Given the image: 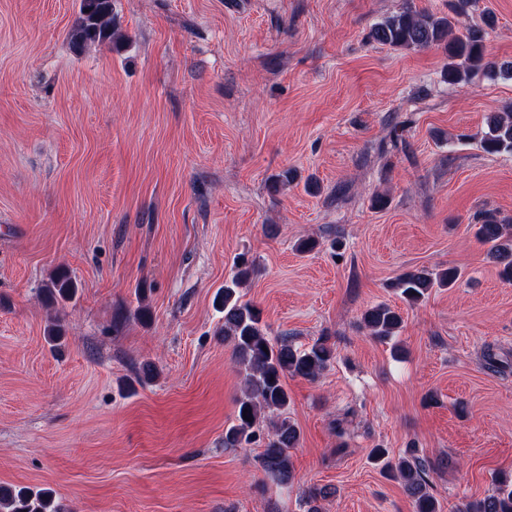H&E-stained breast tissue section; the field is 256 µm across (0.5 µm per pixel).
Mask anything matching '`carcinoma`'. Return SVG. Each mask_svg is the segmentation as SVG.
Returning a JSON list of instances; mask_svg holds the SVG:
<instances>
[{"instance_id": "carcinoma-1", "label": "carcinoma", "mask_w": 512, "mask_h": 512, "mask_svg": "<svg viewBox=\"0 0 512 512\" xmlns=\"http://www.w3.org/2000/svg\"><path fill=\"white\" fill-rule=\"evenodd\" d=\"M369 41L396 49H427L444 46L448 65L444 78L450 84L469 83L476 76L512 77V62L498 63L489 56L485 30L471 27L456 36L452 20L428 11L407 8L375 23L367 35ZM71 39L77 45L99 44L114 39L112 0H80L79 18ZM481 148L489 154L512 153V110L487 118V131ZM475 237L486 247V256L499 265L503 279L512 281V221L486 212L473 225ZM255 270L254 260L237 257L231 283L216 296V307L224 314L220 335L232 349L242 376V388L236 398L234 423L224 430V447L244 448L262 444L260 467L264 476L278 485L293 481L294 468L290 450L300 442V430L288 417L290 396L284 380L297 376L317 381L334 358L328 338L321 336L304 348L269 337L262 322V312L243 300L239 288ZM454 268L409 271L394 279L391 288L410 306L423 301L434 288H450L458 280ZM48 294L69 301L76 286L63 271H57L46 283ZM403 317L398 310L378 304L364 311L361 326L374 339L385 340L397 335ZM251 417L247 421L244 416ZM370 460L383 473L399 480L411 499L414 512H442L431 491V461L409 448L398 458L390 457L385 448H373ZM333 495L327 487L313 486L302 491L306 512H322L321 501ZM52 492L0 486V512H58ZM458 512H512V481L500 479L485 497L463 504Z\"/></svg>"}]
</instances>
